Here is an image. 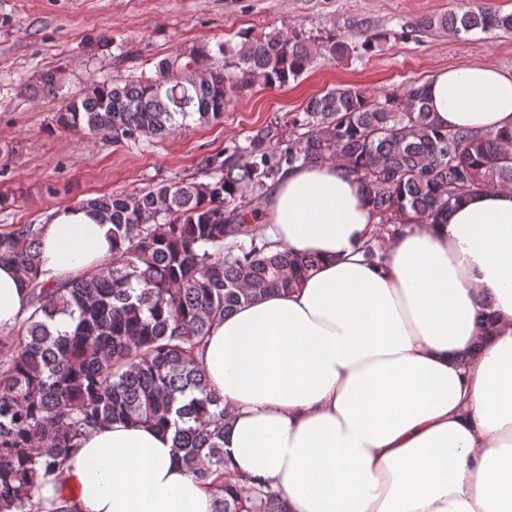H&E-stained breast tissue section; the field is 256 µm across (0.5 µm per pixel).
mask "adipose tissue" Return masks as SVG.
I'll return each instance as SVG.
<instances>
[{
    "label": "adipose tissue",
    "mask_w": 512,
    "mask_h": 512,
    "mask_svg": "<svg viewBox=\"0 0 512 512\" xmlns=\"http://www.w3.org/2000/svg\"><path fill=\"white\" fill-rule=\"evenodd\" d=\"M443 126H512V75L490 64L429 80ZM381 258L377 218L332 164L284 173L267 237L321 262L303 286L216 323L200 356L229 421L232 469L279 490L288 512H512V187L469 196L435 224L409 216ZM110 223L79 205L42 220L44 269L65 279L112 254ZM29 290L0 266V330ZM36 496L73 512H212L172 438L115 423L81 441Z\"/></svg>",
    "instance_id": "1"
}]
</instances>
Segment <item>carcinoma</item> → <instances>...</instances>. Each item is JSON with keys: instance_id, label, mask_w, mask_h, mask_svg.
<instances>
[{"instance_id": "obj_1", "label": "carcinoma", "mask_w": 512, "mask_h": 512, "mask_svg": "<svg viewBox=\"0 0 512 512\" xmlns=\"http://www.w3.org/2000/svg\"><path fill=\"white\" fill-rule=\"evenodd\" d=\"M477 29L512 33V12L486 2L425 15L402 37ZM241 38L218 45L222 65L204 46L184 62L159 61L151 77L92 80L76 95L63 94L65 70H49L39 92L60 101L59 128L138 144L221 121L237 90L284 87L315 54L348 52L298 30ZM325 162L359 183L379 218L374 239L384 243L401 212L442 221L466 196L512 186V128L442 129L424 83L383 96L335 88L309 99L288 134L268 125L245 147L202 157L205 181L174 177L86 200L112 223V257L92 272L65 282L48 275L35 224L0 233V264L17 268L31 296L27 315L0 335V512H69L47 510L34 488L64 471L83 437L115 422L171 434L190 474L212 492V512H285L279 491L249 485L224 462V403L199 356L227 314L300 287L317 267L316 255L270 241L256 220L286 170ZM61 316L70 329L57 327Z\"/></svg>"}]
</instances>
